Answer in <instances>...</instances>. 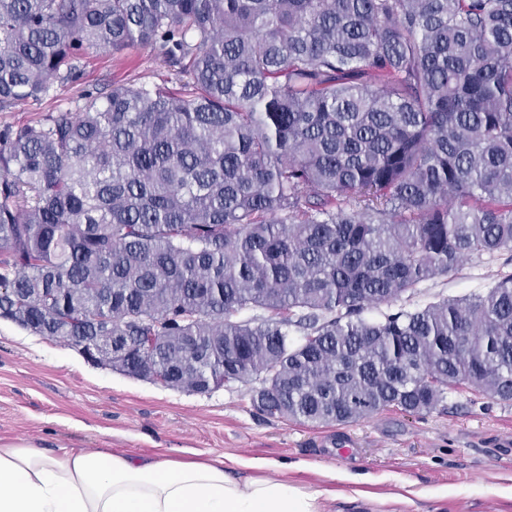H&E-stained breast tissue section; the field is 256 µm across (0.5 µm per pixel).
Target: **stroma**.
Wrapping results in <instances>:
<instances>
[{"instance_id":"stroma-1","label":"stroma","mask_w":512,"mask_h":512,"mask_svg":"<svg viewBox=\"0 0 512 512\" xmlns=\"http://www.w3.org/2000/svg\"><path fill=\"white\" fill-rule=\"evenodd\" d=\"M177 74L151 49L91 51L74 79L0 108V130L56 112H76L86 93L114 84L181 91ZM512 275V254L472 258L421 283L408 308L461 297ZM251 385L206 395L88 363L76 350L0 319V438L135 455L287 464L295 484L323 492L327 512H512V405L459 390L420 417L394 408L350 423L311 427L256 411ZM349 454H340V447Z\"/></svg>"}]
</instances>
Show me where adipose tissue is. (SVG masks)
I'll return each instance as SVG.
<instances>
[{
  "instance_id": "adipose-tissue-1",
  "label": "adipose tissue",
  "mask_w": 512,
  "mask_h": 512,
  "mask_svg": "<svg viewBox=\"0 0 512 512\" xmlns=\"http://www.w3.org/2000/svg\"><path fill=\"white\" fill-rule=\"evenodd\" d=\"M238 475L223 458L141 457L0 442V512H325L284 466Z\"/></svg>"
}]
</instances>
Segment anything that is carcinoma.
Wrapping results in <instances>:
<instances>
[{"label": "carcinoma", "mask_w": 512, "mask_h": 512, "mask_svg": "<svg viewBox=\"0 0 512 512\" xmlns=\"http://www.w3.org/2000/svg\"><path fill=\"white\" fill-rule=\"evenodd\" d=\"M134 45L181 94L0 131V319L313 426L512 403V276L362 317L512 252V0H0V107Z\"/></svg>", "instance_id": "obj_1"}]
</instances>
